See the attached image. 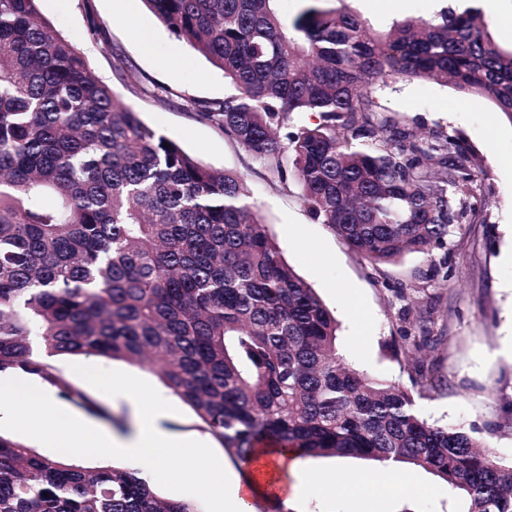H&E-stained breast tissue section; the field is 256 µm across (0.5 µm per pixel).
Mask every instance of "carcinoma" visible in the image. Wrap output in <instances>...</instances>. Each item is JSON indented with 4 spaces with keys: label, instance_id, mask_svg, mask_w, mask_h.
<instances>
[{
    "label": "carcinoma",
    "instance_id": "1",
    "mask_svg": "<svg viewBox=\"0 0 512 512\" xmlns=\"http://www.w3.org/2000/svg\"><path fill=\"white\" fill-rule=\"evenodd\" d=\"M39 0H0V372L38 375L101 420L112 413L48 359H122L154 372L232 460L409 464L512 512V465L462 427L431 424L412 391L350 367L337 323L284 260L244 178L202 165L93 74ZM236 93L201 105L266 171L294 178L311 218L374 266L433 255L477 212L452 134L373 119L370 89L451 82L512 120V48L481 12L448 7L375 34L337 0H144ZM318 115L297 126L292 114ZM170 147H165V144ZM420 383L447 385L425 367ZM0 512H198L140 470L47 457L0 435Z\"/></svg>",
    "mask_w": 512,
    "mask_h": 512
}]
</instances>
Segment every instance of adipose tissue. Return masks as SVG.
Wrapping results in <instances>:
<instances>
[{
  "instance_id": "ef3b65f1",
  "label": "adipose tissue",
  "mask_w": 512,
  "mask_h": 512,
  "mask_svg": "<svg viewBox=\"0 0 512 512\" xmlns=\"http://www.w3.org/2000/svg\"><path fill=\"white\" fill-rule=\"evenodd\" d=\"M112 396L131 404L132 425L128 433L109 431L92 420H76L57 404L50 385L40 377L6 374L0 376V428L37 432L48 419L59 425L56 446L69 449L76 461L105 454L143 471L162 473L166 462L174 457L180 462L179 478L196 475L202 442L174 438L162 427V393H155L147 409L130 392L116 390ZM251 465L247 481L237 484L233 492H226L219 483L213 486L214 497L227 501L228 512H250V501L257 495L288 501L301 492L302 484L295 479L298 461L290 453L261 448Z\"/></svg>"
}]
</instances>
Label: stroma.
Listing matches in <instances>:
<instances>
[{
  "label": "stroma",
  "mask_w": 512,
  "mask_h": 512,
  "mask_svg": "<svg viewBox=\"0 0 512 512\" xmlns=\"http://www.w3.org/2000/svg\"><path fill=\"white\" fill-rule=\"evenodd\" d=\"M374 32L412 18H430L448 0H347ZM55 30L72 41L94 74L141 121L175 141L205 166L240 173L251 201L287 263L335 315L338 345L355 369L412 389L413 341L436 337L425 359L446 378L445 389L419 399L429 422L474 430L504 463L512 462V120L488 101L451 86L409 79L377 83L372 97L386 116L416 134L461 137L477 161L475 177L486 202L448 239L446 252L407 255L395 265L372 266L326 225L314 222L296 181H273L198 106L235 89L223 73L174 38L143 0H39ZM446 261L448 276L433 265ZM54 373L74 388L110 404L115 420L129 408L114 405L112 387L162 389L155 374L124 360L83 355L50 358ZM204 466L191 480H154L157 493L192 500L215 512L214 481L244 479L249 467L233 462L215 441L203 448ZM372 463L353 457L301 460L311 483L290 503L256 498L253 512H464L463 496L414 466L399 488L355 507L336 488L337 469L355 474Z\"/></svg>",
  "instance_id": "obj_1"
}]
</instances>
